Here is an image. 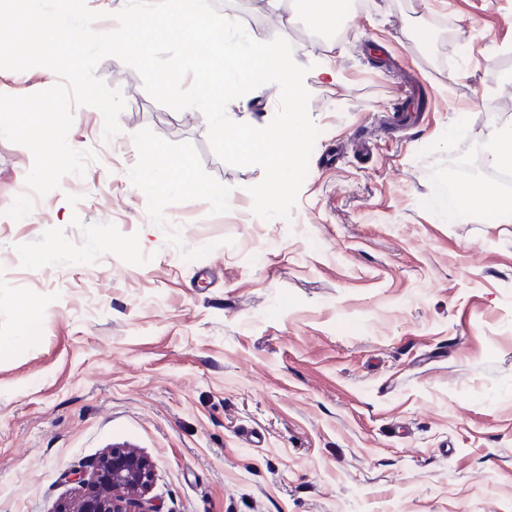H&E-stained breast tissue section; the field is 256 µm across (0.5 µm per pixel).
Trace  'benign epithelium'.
I'll use <instances>...</instances> for the list:
<instances>
[{
    "mask_svg": "<svg viewBox=\"0 0 512 512\" xmlns=\"http://www.w3.org/2000/svg\"><path fill=\"white\" fill-rule=\"evenodd\" d=\"M152 481L143 455L115 446L97 460L90 478H76L80 492L64 512H158L144 501Z\"/></svg>",
    "mask_w": 512,
    "mask_h": 512,
    "instance_id": "benign-epithelium-1",
    "label": "benign epithelium"
}]
</instances>
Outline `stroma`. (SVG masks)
<instances>
[{"instance_id": "obj_1", "label": "stroma", "mask_w": 512, "mask_h": 512, "mask_svg": "<svg viewBox=\"0 0 512 512\" xmlns=\"http://www.w3.org/2000/svg\"><path fill=\"white\" fill-rule=\"evenodd\" d=\"M212 2L334 71L304 79L297 201L256 216L263 169L220 160L199 110L114 57L96 74L119 134L74 107L68 142L94 158L19 221L33 156L0 139V512H58L122 444L157 512H512V223L447 215L449 172L497 181L482 140L512 125V0H350L329 33ZM57 81L0 69V94ZM146 142L190 188L137 189Z\"/></svg>"}]
</instances>
